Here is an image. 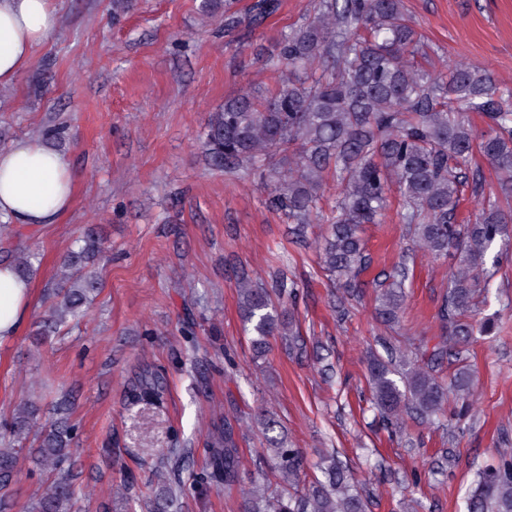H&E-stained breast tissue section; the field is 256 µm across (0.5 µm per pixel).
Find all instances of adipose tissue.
Instances as JSON below:
<instances>
[{
	"label": "adipose tissue",
	"instance_id": "1",
	"mask_svg": "<svg viewBox=\"0 0 512 512\" xmlns=\"http://www.w3.org/2000/svg\"><path fill=\"white\" fill-rule=\"evenodd\" d=\"M57 24L52 0H0V84L17 78ZM73 181L67 158L41 141L22 140L0 150V218L56 223L71 205ZM29 304V286L0 266V340L17 332Z\"/></svg>",
	"mask_w": 512,
	"mask_h": 512
}]
</instances>
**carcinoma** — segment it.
Here are the masks:
<instances>
[{
    "instance_id": "obj_1",
    "label": "carcinoma",
    "mask_w": 512,
    "mask_h": 512,
    "mask_svg": "<svg viewBox=\"0 0 512 512\" xmlns=\"http://www.w3.org/2000/svg\"><path fill=\"white\" fill-rule=\"evenodd\" d=\"M232 7L233 0H203L209 12L224 10L227 27L240 23ZM277 9V0H255L249 19L262 20ZM433 54L405 0H312L307 17L282 35L276 57L269 60L278 73L276 87L225 99L208 113L205 144L214 166L246 167L268 180L270 206L288 223L329 224L319 264L348 290L368 263L363 226L383 219L389 194L397 191V216L414 247L435 259L450 253L455 258L438 312L446 335L433 347L432 358L448 355L459 361L462 347L474 336L475 298L488 292L487 257L496 246L512 252V90L480 66L458 62L443 72ZM474 113L487 120L488 130L474 126ZM475 153L494 172L497 192H486L480 168H468ZM330 183L336 186V201L326 217L320 203ZM466 191L478 212L474 222L458 224L456 208ZM75 244L61 273L69 287L55 292V325L82 316L96 289L86 264L103 253V242L91 232ZM13 269L26 281L35 274L25 254L15 259ZM408 280L402 260L381 284L377 311L390 328L398 322ZM294 293V281L284 274L271 289L241 274L239 311L252 324L255 356L266 355L274 336L290 350L303 345L300 331L282 311ZM368 373L372 402L390 421L410 415L432 422L445 414L452 396L460 411L469 410L472 373L465 364L446 381L416 356L404 353L393 362L373 354ZM166 390L160 376L146 375L131 394L137 401L160 400ZM39 412V406L25 402L0 423V443L8 444L0 449V490L17 474L23 441ZM75 439V424L67 417L42 427L34 459L47 484L32 504L34 512H71ZM273 452L285 492L269 494L266 473L257 471L245 492L244 512H367L368 499L340 461L326 458L322 478L306 485L301 483L302 452L278 441ZM239 469L237 443L226 428L208 449V462L196 480L231 485ZM467 512H512V448L501 449L498 464L477 473Z\"/></svg>"
}]
</instances>
